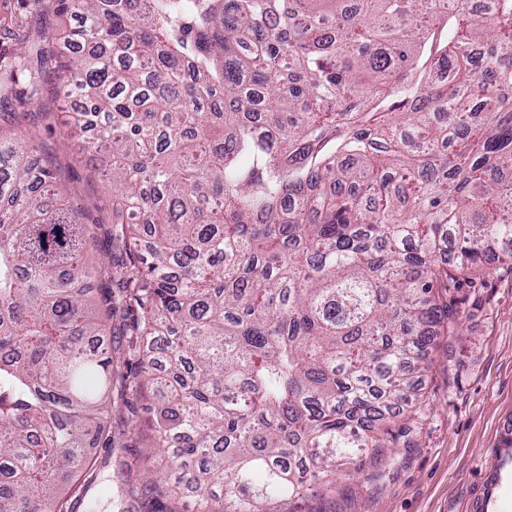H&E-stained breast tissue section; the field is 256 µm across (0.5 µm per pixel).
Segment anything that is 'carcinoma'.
Returning <instances> with one entry per match:
<instances>
[{
	"label": "carcinoma",
	"instance_id": "obj_1",
	"mask_svg": "<svg viewBox=\"0 0 512 512\" xmlns=\"http://www.w3.org/2000/svg\"><path fill=\"white\" fill-rule=\"evenodd\" d=\"M57 2L78 27L9 77L112 179L146 486L278 512L413 447L414 377L512 246V0ZM36 146L0 131V512H71L47 491L112 445V271Z\"/></svg>",
	"mask_w": 512,
	"mask_h": 512
}]
</instances>
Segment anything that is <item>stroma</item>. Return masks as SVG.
<instances>
[{
  "label": "stroma",
  "mask_w": 512,
  "mask_h": 512,
  "mask_svg": "<svg viewBox=\"0 0 512 512\" xmlns=\"http://www.w3.org/2000/svg\"><path fill=\"white\" fill-rule=\"evenodd\" d=\"M73 24L71 15L58 12L56 0H0V127L35 124L44 148L41 161L65 180L88 218L100 223L91 263L106 262L118 272L127 255L112 222L110 186L92 172L80 141L64 136L70 106L47 104L33 119H24L5 84L16 48ZM463 294L470 319L458 335L438 338L419 378L428 400L413 426L416 447L387 449L378 479L343 480L337 491L283 501L281 512H471L484 472L512 433V266L490 256L486 271ZM113 295L117 309L103 341L112 348L118 394L122 373L138 362L139 344L122 290ZM107 429L112 445L94 448L98 466L86 475L85 489L73 495L75 512H183L177 499L142 497V433L133 429L122 401L112 405ZM122 461L130 465V475L119 473Z\"/></svg>",
  "instance_id": "35a3bbf8"
}]
</instances>
